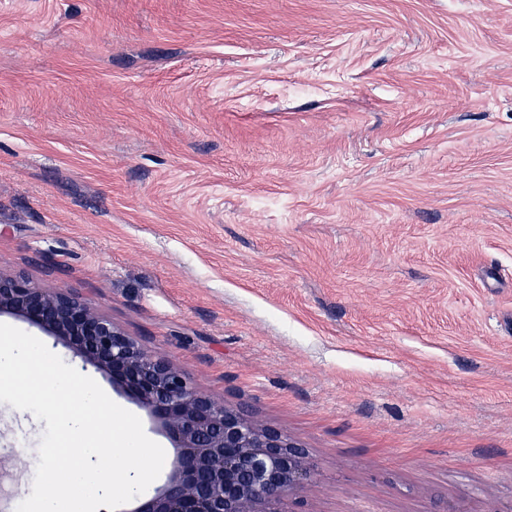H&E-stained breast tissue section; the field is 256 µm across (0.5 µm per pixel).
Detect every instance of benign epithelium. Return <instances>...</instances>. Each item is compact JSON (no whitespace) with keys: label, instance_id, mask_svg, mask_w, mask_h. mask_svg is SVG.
<instances>
[{"label":"benign epithelium","instance_id":"1","mask_svg":"<svg viewBox=\"0 0 512 512\" xmlns=\"http://www.w3.org/2000/svg\"><path fill=\"white\" fill-rule=\"evenodd\" d=\"M27 319L112 378L156 421L175 448L164 483L137 496L133 512H286L284 496L312 478L301 449L246 413L200 395L77 299L20 275L0 274V313Z\"/></svg>","mask_w":512,"mask_h":512}]
</instances>
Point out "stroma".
Segmentation results:
<instances>
[{
	"mask_svg": "<svg viewBox=\"0 0 512 512\" xmlns=\"http://www.w3.org/2000/svg\"><path fill=\"white\" fill-rule=\"evenodd\" d=\"M0 272L301 448L286 512H512V0H0Z\"/></svg>",
	"mask_w": 512,
	"mask_h": 512,
	"instance_id": "stroma-1",
	"label": "stroma"
}]
</instances>
